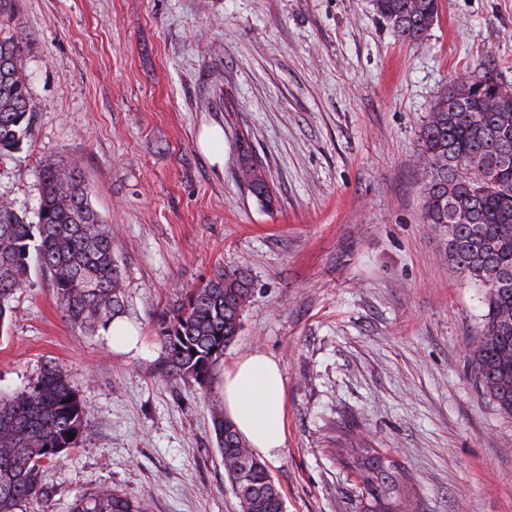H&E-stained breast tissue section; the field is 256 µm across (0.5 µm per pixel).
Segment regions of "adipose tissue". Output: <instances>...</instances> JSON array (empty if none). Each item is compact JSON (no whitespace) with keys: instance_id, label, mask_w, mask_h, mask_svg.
<instances>
[{"instance_id":"obj_1","label":"adipose tissue","mask_w":512,"mask_h":512,"mask_svg":"<svg viewBox=\"0 0 512 512\" xmlns=\"http://www.w3.org/2000/svg\"><path fill=\"white\" fill-rule=\"evenodd\" d=\"M224 415L258 455L277 459L285 446V381L281 362L247 353L224 371Z\"/></svg>"}]
</instances>
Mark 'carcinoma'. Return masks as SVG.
Masks as SVG:
<instances>
[{
	"mask_svg": "<svg viewBox=\"0 0 512 512\" xmlns=\"http://www.w3.org/2000/svg\"><path fill=\"white\" fill-rule=\"evenodd\" d=\"M398 36L417 41L438 18L439 0H376ZM23 37L0 39V152L16 150L27 134L33 105L21 56ZM512 97V85L492 69L452 80L431 107L419 135L427 179L423 221L441 236L448 260L485 289L483 330L468 362L484 392L512 417V120L490 102ZM240 169L249 191L273 202L250 145L241 141ZM37 222L0 199V330L10 302L29 283L32 261L51 276L65 322L87 336L107 329L121 313L122 284L112 257V231L101 223L81 172L64 163L39 173ZM252 281L239 270H218L157 316L162 374L208 386L224 351L240 331L235 313L251 299ZM89 410L56 362H44L24 388L0 393V512L25 502L47 503L43 465L83 445ZM224 471L239 512H282L283 498L266 463L213 412ZM368 512H395L399 481L393 460L371 448L354 461ZM72 512H148L145 503L110 490L76 498Z\"/></svg>",
	"mask_w": 512,
	"mask_h": 512,
	"instance_id": "cac0c4a2",
	"label": "carcinoma"
}]
</instances>
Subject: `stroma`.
Returning <instances> with one entry per match:
<instances>
[{
  "instance_id": "obj_1",
  "label": "stroma",
  "mask_w": 512,
  "mask_h": 512,
  "mask_svg": "<svg viewBox=\"0 0 512 512\" xmlns=\"http://www.w3.org/2000/svg\"><path fill=\"white\" fill-rule=\"evenodd\" d=\"M376 0H18L33 104L0 153V198L27 219L38 174L79 168L112 228L122 315L152 350L113 351L63 319L32 270L0 328V392L47 360L89 408L83 447L45 464L47 505L108 488L149 512H239L212 410L224 369L259 350L284 368L286 446L269 468L286 512H362L350 451L397 464L404 512H512V418L467 354L484 290L423 222L418 141L453 78L512 84V0H440L402 40ZM224 135V157L200 147ZM248 136L274 203L239 176ZM219 269L254 295L207 389L166 380L157 314Z\"/></svg>"
}]
</instances>
